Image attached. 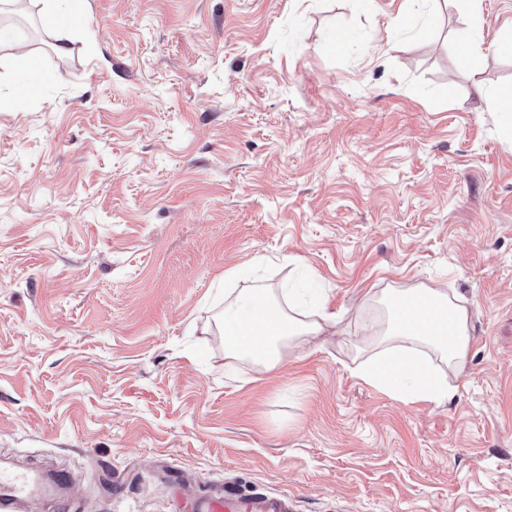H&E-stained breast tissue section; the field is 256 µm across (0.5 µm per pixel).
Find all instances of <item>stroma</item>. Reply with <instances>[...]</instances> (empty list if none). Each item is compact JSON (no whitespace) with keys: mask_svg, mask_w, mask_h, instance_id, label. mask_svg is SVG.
<instances>
[{"mask_svg":"<svg viewBox=\"0 0 512 512\" xmlns=\"http://www.w3.org/2000/svg\"><path fill=\"white\" fill-rule=\"evenodd\" d=\"M57 55L12 25L0 93V470L66 472L26 512H512V131L456 48L464 0H85ZM312 279L336 328L227 359L224 276ZM469 313L453 398L367 384L395 290ZM20 67L25 73L24 82L11 96L0 95V111L13 108L17 100L35 97L40 86L48 80V74L32 54L26 55L20 60Z\"/></svg>","mask_w":512,"mask_h":512,"instance_id":"stroma-1","label":"stroma"}]
</instances>
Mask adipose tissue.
Wrapping results in <instances>:
<instances>
[{
	"label": "adipose tissue",
	"mask_w": 512,
	"mask_h": 512,
	"mask_svg": "<svg viewBox=\"0 0 512 512\" xmlns=\"http://www.w3.org/2000/svg\"><path fill=\"white\" fill-rule=\"evenodd\" d=\"M41 23L60 54H68L72 35L87 31L82 0H35ZM469 24L456 40L466 66L480 71L489 52L512 55V36L486 43L481 24V0H466ZM300 297L289 292L279 301L270 289L240 291L224 306L221 332L224 351L230 358L249 360L262 368L273 367L283 346L298 345L337 325L336 315L318 313L316 319L300 317ZM387 319L371 335L381 348L379 355L360 368L361 377L403 400L442 403L454 390L446 378L423 361L431 350L449 365L461 363L469 347L468 310L457 297L438 289L409 292L386 303Z\"/></svg>",
	"instance_id": "adipose-tissue-1"
}]
</instances>
